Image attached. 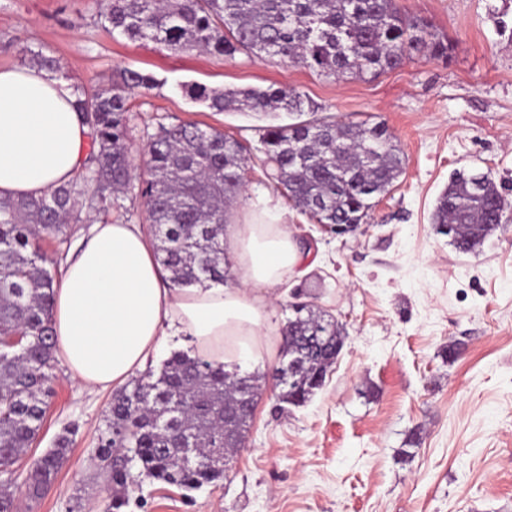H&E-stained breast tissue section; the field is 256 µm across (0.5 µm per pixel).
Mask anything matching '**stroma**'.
Returning <instances> with one entry per match:
<instances>
[{
  "instance_id": "1",
  "label": "stroma",
  "mask_w": 512,
  "mask_h": 512,
  "mask_svg": "<svg viewBox=\"0 0 512 512\" xmlns=\"http://www.w3.org/2000/svg\"><path fill=\"white\" fill-rule=\"evenodd\" d=\"M108 0H0V68H20L22 49L53 55L94 91L129 67L158 88L132 95V163L160 126L195 122L253 150L245 209L270 196L287 210L308 253L306 270L280 289L272 318L289 304L318 305L345 327L326 386L305 405L279 403L270 361L244 449L223 480L197 490L132 469L122 512H512V209L474 254L435 234L431 217L459 170L490 173L512 202V0H396L447 38V59L425 55L378 78L336 80L273 59L174 51L109 33ZM293 86L318 115L382 122L405 156L365 233L338 237L290 206L256 152L262 118L218 112L178 89ZM460 344L449 356V344ZM35 458L71 429L56 479L21 512H106L110 484L97 464L111 392L55 368Z\"/></svg>"
}]
</instances>
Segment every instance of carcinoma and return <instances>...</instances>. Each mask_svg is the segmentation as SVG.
Here are the masks:
<instances>
[{
	"label": "carcinoma",
	"instance_id": "carcinoma-1",
	"mask_svg": "<svg viewBox=\"0 0 512 512\" xmlns=\"http://www.w3.org/2000/svg\"><path fill=\"white\" fill-rule=\"evenodd\" d=\"M104 27L131 40L170 50H204L233 60L238 54L306 67L320 76L375 78L414 56L448 58V43L423 19L399 11L395 0H110ZM35 65L65 79L58 60L22 50ZM156 78L127 68L95 93L77 82L75 106L90 130L92 150L81 172L40 198L0 197V512H14L16 463L39 438L55 381L52 309L57 277L40 241L55 239L92 213L108 211L140 184L158 261L175 286L222 285L228 207L243 191L251 148L224 131L193 122L160 126L147 146L146 170L130 162L129 95L157 87ZM189 98L217 111L301 116L315 111L292 87L212 90L181 86ZM258 151L267 176L293 206L318 224H350L369 216L402 174L404 158L382 123L312 118L260 128ZM506 201L487 173L458 171L432 214L436 234L461 253H475L492 235ZM280 359L295 363L277 399L306 403L314 380L330 369L343 342L336 320L311 305L292 311ZM324 334L326 349L307 352L305 340ZM255 375L229 372L201 356L176 353L159 374L151 371L112 397L100 431L99 459L115 486L137 466L150 478L194 490L224 478V470L196 464L224 447V435L243 438L251 417L224 427V404L256 396ZM72 447L57 435L23 480L30 500L53 482Z\"/></svg>",
	"mask_w": 512,
	"mask_h": 512
}]
</instances>
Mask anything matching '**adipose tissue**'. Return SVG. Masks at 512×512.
<instances>
[{
	"label": "adipose tissue",
	"mask_w": 512,
	"mask_h": 512,
	"mask_svg": "<svg viewBox=\"0 0 512 512\" xmlns=\"http://www.w3.org/2000/svg\"><path fill=\"white\" fill-rule=\"evenodd\" d=\"M75 99L71 81L38 67L0 69V196L39 197L81 171L89 129ZM224 242L228 284L176 287L137 225L92 223L64 261L53 309L57 353L73 379L91 389L123 385L177 336L217 363L274 356L276 292L307 257L266 196L225 225Z\"/></svg>",
	"instance_id": "obj_1"
}]
</instances>
